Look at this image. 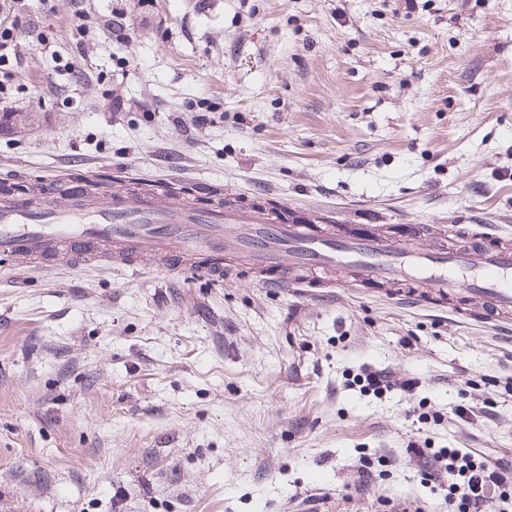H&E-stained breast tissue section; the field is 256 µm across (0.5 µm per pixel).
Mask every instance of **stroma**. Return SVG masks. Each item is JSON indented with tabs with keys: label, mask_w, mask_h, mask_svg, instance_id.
I'll return each instance as SVG.
<instances>
[{
	"label": "stroma",
	"mask_w": 512,
	"mask_h": 512,
	"mask_svg": "<svg viewBox=\"0 0 512 512\" xmlns=\"http://www.w3.org/2000/svg\"><path fill=\"white\" fill-rule=\"evenodd\" d=\"M0 193L112 174L463 245L512 231V0H21ZM124 39L112 36L115 19ZM206 121H199V114ZM390 374L389 391L363 375ZM415 389H406V382ZM477 407L472 418L455 409ZM512 460V316L0 258V512H448L409 443Z\"/></svg>",
	"instance_id": "35a3bbf8"
}]
</instances>
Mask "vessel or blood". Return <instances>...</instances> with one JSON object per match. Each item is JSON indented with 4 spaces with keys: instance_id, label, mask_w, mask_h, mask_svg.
<instances>
[{
    "instance_id": "vessel-or-blood-1",
    "label": "vessel or blood",
    "mask_w": 512,
    "mask_h": 512,
    "mask_svg": "<svg viewBox=\"0 0 512 512\" xmlns=\"http://www.w3.org/2000/svg\"><path fill=\"white\" fill-rule=\"evenodd\" d=\"M162 195L93 206L75 191L62 203L47 196L40 208L21 195L1 197L0 256L75 267L106 261L137 276L140 257L153 254L170 270L218 284L242 264L258 285L285 294L310 288L302 272L340 269L351 282L395 286L414 307L444 308L457 297L493 316L512 310V247L488 232L476 247L425 250L417 236L389 239L364 224H288L246 207L201 208Z\"/></svg>"
}]
</instances>
